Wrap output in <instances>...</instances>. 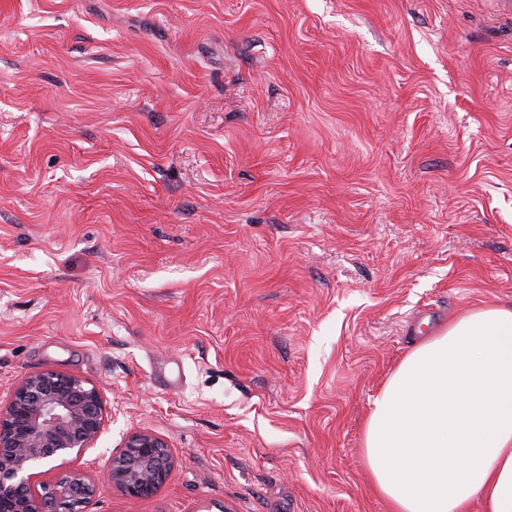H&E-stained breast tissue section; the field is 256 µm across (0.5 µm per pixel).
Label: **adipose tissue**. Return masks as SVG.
<instances>
[{
	"mask_svg": "<svg viewBox=\"0 0 512 512\" xmlns=\"http://www.w3.org/2000/svg\"><path fill=\"white\" fill-rule=\"evenodd\" d=\"M362 452L390 512H512V307L418 342L374 398Z\"/></svg>",
	"mask_w": 512,
	"mask_h": 512,
	"instance_id": "1",
	"label": "adipose tissue"
}]
</instances>
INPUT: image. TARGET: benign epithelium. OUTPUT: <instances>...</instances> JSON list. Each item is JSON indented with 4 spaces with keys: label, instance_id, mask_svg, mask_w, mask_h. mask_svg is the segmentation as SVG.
<instances>
[{
    "label": "benign epithelium",
    "instance_id": "1",
    "mask_svg": "<svg viewBox=\"0 0 512 512\" xmlns=\"http://www.w3.org/2000/svg\"><path fill=\"white\" fill-rule=\"evenodd\" d=\"M100 389L79 377L48 370L23 377L0 406V512H69V501L87 509L100 489L115 487L139 499L167 480L172 457L160 437L140 431L95 477L81 472L50 487L36 469L94 447L105 421Z\"/></svg>",
    "mask_w": 512,
    "mask_h": 512
}]
</instances>
